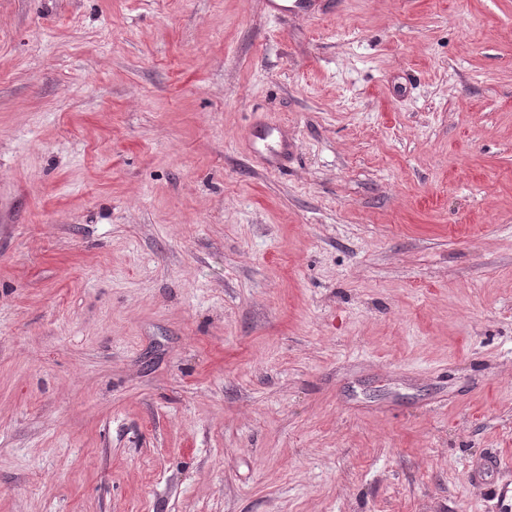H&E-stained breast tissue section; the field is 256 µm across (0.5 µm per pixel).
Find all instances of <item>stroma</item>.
I'll return each instance as SVG.
<instances>
[{
    "mask_svg": "<svg viewBox=\"0 0 512 512\" xmlns=\"http://www.w3.org/2000/svg\"><path fill=\"white\" fill-rule=\"evenodd\" d=\"M490 456L512 0H0V512H512ZM274 132H277L280 135V149L276 150L275 152H270L269 154H266L268 163L270 165H278L279 159L284 154H288V141L284 139L278 128L262 122L257 123L250 130V136L253 138L254 143L257 141H265L267 138L272 136Z\"/></svg>",
    "mask_w": 512,
    "mask_h": 512,
    "instance_id": "obj_1",
    "label": "stroma"
}]
</instances>
